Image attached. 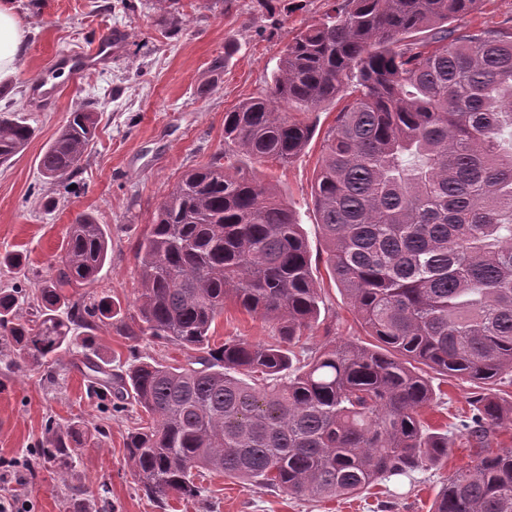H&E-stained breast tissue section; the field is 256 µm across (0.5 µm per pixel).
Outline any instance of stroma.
Instances as JSON below:
<instances>
[{"label": "stroma", "mask_w": 512, "mask_h": 512, "mask_svg": "<svg viewBox=\"0 0 512 512\" xmlns=\"http://www.w3.org/2000/svg\"><path fill=\"white\" fill-rule=\"evenodd\" d=\"M334 0H14L30 32L14 80L0 86V113L20 112L35 134L26 149L0 165V289H20L19 311L30 305L54 276L69 224L82 214L102 224L110 259L93 286L96 295L119 304L123 315L136 312L140 263L135 244L150 228L169 189L188 170L224 148V114L240 102L266 95L284 46L328 12ZM121 34L116 55L80 79L57 77L53 105L38 103L34 84L52 56L89 47L111 33ZM223 59L213 70L214 59ZM353 98L343 92L303 118L315 133L288 164L238 154L234 162L269 185L295 209L308 249L322 314L333 336L364 345L373 338L350 301L330 278L312 201V185L323 156L324 135L339 110ZM93 113L96 134L71 178L63 186L47 181L39 160L70 112ZM20 257L21 268L10 261ZM114 371L136 358L183 364L195 350L177 344L156 346L120 336L114 326L80 328ZM239 337L274 342L264 319L226 306L214 324L212 340ZM0 341V496L29 501L32 512H68L74 490L85 497L83 512H100V485L109 488L112 512H431L444 482L470 464L476 449L455 425L469 413L470 382L442 375L432 378L437 401L425 412L429 430L446 434L447 460L404 475L378 479L353 498L312 500L246 485L201 471L204 489L193 499L151 501L126 463L125 441L140 412L127 404L112 410L111 392L87 388L78 360L64 355L52 366L9 365ZM92 431L75 468L56 462L32 463L47 425Z\"/></svg>", "instance_id": "stroma-1"}]
</instances>
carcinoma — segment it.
Listing matches in <instances>:
<instances>
[{"label": "carcinoma", "mask_w": 512, "mask_h": 512, "mask_svg": "<svg viewBox=\"0 0 512 512\" xmlns=\"http://www.w3.org/2000/svg\"><path fill=\"white\" fill-rule=\"evenodd\" d=\"M483 0H335L284 49L269 94L224 113V150L187 172L138 239L137 315L89 291L106 263L107 234L87 215L70 225L65 255L33 317L18 291L0 292V338L12 365L81 356L92 385L127 395L150 422L129 432L126 458L146 495L200 496L194 471L315 499L349 498L387 475L448 456L422 409L436 400L429 372L476 385L457 428L478 447L512 404L493 390L512 376V25L461 27ZM356 95L326 132L313 204L326 265L378 345L336 342L300 367L294 348L320 325L322 298L296 214L241 171L242 152L282 163L311 112L349 83ZM0 115V164L33 136ZM94 134L70 113L39 161L68 181ZM232 301L273 323L277 342L211 328ZM115 320L131 341L175 343L184 365L141 361L116 374L72 327ZM88 436L47 428L43 459L71 466ZM432 512H512V448L457 469Z\"/></svg>", "instance_id": "1"}]
</instances>
